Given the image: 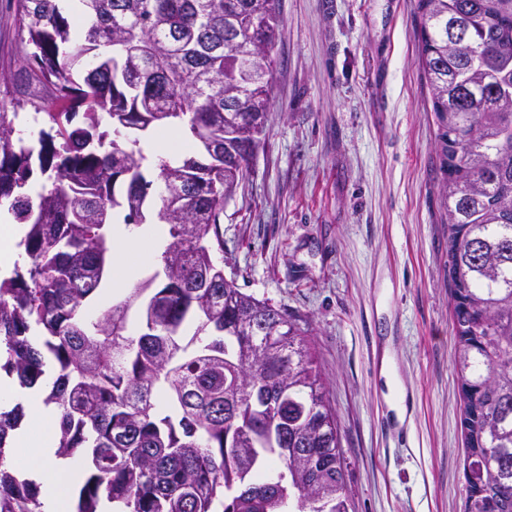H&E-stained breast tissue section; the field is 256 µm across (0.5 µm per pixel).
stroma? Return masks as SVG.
Instances as JSON below:
<instances>
[{"mask_svg":"<svg viewBox=\"0 0 512 512\" xmlns=\"http://www.w3.org/2000/svg\"><path fill=\"white\" fill-rule=\"evenodd\" d=\"M0 0V99L16 132L27 34ZM271 110L221 217L224 275L300 320L336 412L351 512H464L461 385L437 120L417 0H279ZM390 373H383V361ZM406 398L396 446L382 423Z\"/></svg>","mask_w":512,"mask_h":512,"instance_id":"1","label":"stroma"}]
</instances>
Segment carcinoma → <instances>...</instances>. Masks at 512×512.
Segmentation results:
<instances>
[{
  "instance_id": "obj_1",
  "label": "carcinoma",
  "mask_w": 512,
  "mask_h": 512,
  "mask_svg": "<svg viewBox=\"0 0 512 512\" xmlns=\"http://www.w3.org/2000/svg\"><path fill=\"white\" fill-rule=\"evenodd\" d=\"M18 0L27 62L57 110L37 145L14 137L0 100V200L10 201L25 271L0 279V366L27 387L58 374L56 456L82 450L77 512H349L339 429L298 320L224 278L220 216L244 180L251 130L272 84L243 102L244 45L272 48L279 0ZM419 62L438 122L448 215L454 369L461 382L465 512H512V0H418ZM83 122L74 124L78 109ZM115 126L101 129L100 113ZM185 126L192 151L160 158L171 242L164 282L137 284L82 314L107 262L111 211L143 224L153 181L137 131ZM50 188L33 199L34 172ZM126 186L115 194L116 184ZM142 307L139 332L128 312ZM44 333L37 347L29 332ZM23 408L0 411V512H43L38 485L5 459Z\"/></svg>"
}]
</instances>
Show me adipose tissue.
Masks as SVG:
<instances>
[{
  "label": "adipose tissue",
  "mask_w": 512,
  "mask_h": 512,
  "mask_svg": "<svg viewBox=\"0 0 512 512\" xmlns=\"http://www.w3.org/2000/svg\"><path fill=\"white\" fill-rule=\"evenodd\" d=\"M163 244L162 225L145 224L132 230L122 224L113 225V290L130 284L141 265L159 252ZM21 402L30 406L33 417L13 434L11 463L29 471L44 485L45 512H67V488L73 482L75 470L55 458L57 414L43 405L37 389L21 387L13 378L0 376V407Z\"/></svg>",
  "instance_id": "obj_1"
}]
</instances>
